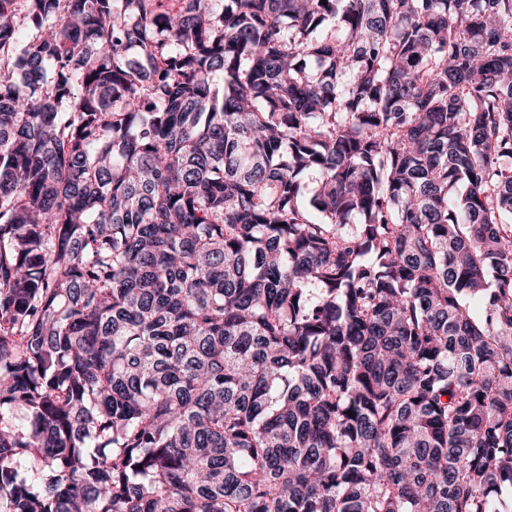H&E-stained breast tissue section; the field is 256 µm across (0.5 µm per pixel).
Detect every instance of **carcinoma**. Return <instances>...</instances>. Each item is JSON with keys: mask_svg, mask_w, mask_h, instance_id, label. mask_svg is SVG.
Listing matches in <instances>:
<instances>
[{"mask_svg": "<svg viewBox=\"0 0 512 512\" xmlns=\"http://www.w3.org/2000/svg\"><path fill=\"white\" fill-rule=\"evenodd\" d=\"M507 491L512 0H0V512Z\"/></svg>", "mask_w": 512, "mask_h": 512, "instance_id": "carcinoma-1", "label": "carcinoma"}]
</instances>
